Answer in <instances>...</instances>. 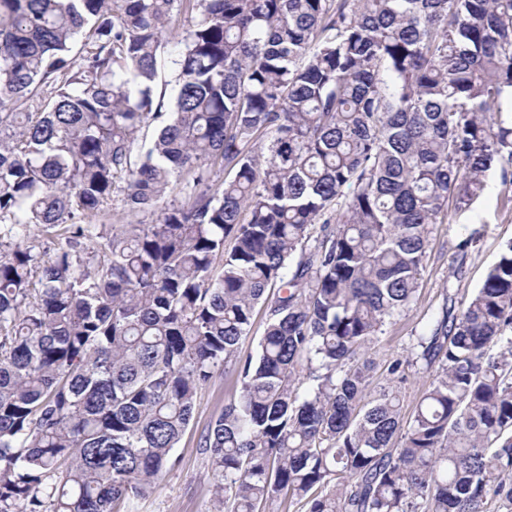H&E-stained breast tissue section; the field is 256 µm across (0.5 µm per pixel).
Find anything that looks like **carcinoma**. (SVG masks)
<instances>
[{"label": "carcinoma", "mask_w": 512, "mask_h": 512, "mask_svg": "<svg viewBox=\"0 0 512 512\" xmlns=\"http://www.w3.org/2000/svg\"><path fill=\"white\" fill-rule=\"evenodd\" d=\"M493 168L512 0H0V512H126L229 362L215 512H512V242L389 367L438 365L409 420L363 358ZM121 180L132 221L93 223ZM184 18L180 15H174L171 23L168 25L163 39V47L158 56V90L166 89L167 97L173 92L177 70L172 63L174 58V47L172 36L182 28ZM168 41V43L166 42ZM266 327L265 311L262 304L256 307L254 321L248 336L243 337L238 345V355L242 358L247 356L255 357L258 352V345Z\"/></svg>", "instance_id": "cac0c4a2"}]
</instances>
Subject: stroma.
I'll list each match as a JSON object with an SVG mask.
<instances>
[{"label":"stroma","mask_w":512,"mask_h":512,"mask_svg":"<svg viewBox=\"0 0 512 512\" xmlns=\"http://www.w3.org/2000/svg\"><path fill=\"white\" fill-rule=\"evenodd\" d=\"M465 238L471 239L472 244L461 259L457 245ZM510 241L512 185L503 183L495 169L487 177L484 194L467 211L449 214L445 223L435 226L414 301L370 346L369 355L376 365L371 382L376 387L393 383L404 416L414 413L431 376L409 367L403 379L392 381L387 375L388 367L404 356L412 335L446 299L459 305L469 299L498 260L502 246ZM240 387L235 372L226 367L199 390L193 419L175 450L176 466L164 474L155 492L133 500L129 512H208L213 503V479L208 460L199 448V438Z\"/></svg>","instance_id":"stroma-1"}]
</instances>
